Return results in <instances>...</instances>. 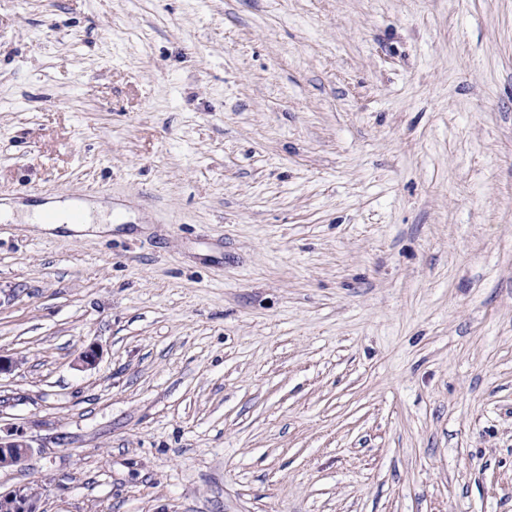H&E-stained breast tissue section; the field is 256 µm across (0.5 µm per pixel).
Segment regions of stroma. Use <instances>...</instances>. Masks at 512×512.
<instances>
[{
    "mask_svg": "<svg viewBox=\"0 0 512 512\" xmlns=\"http://www.w3.org/2000/svg\"><path fill=\"white\" fill-rule=\"evenodd\" d=\"M49 199L114 223L0 220L1 490L512 512V0H0V204ZM31 448L23 431L16 428L15 430H7L6 434L2 435V428L0 427V469L19 463L29 455Z\"/></svg>",
    "mask_w": 512,
    "mask_h": 512,
    "instance_id": "obj_1",
    "label": "stroma"
}]
</instances>
